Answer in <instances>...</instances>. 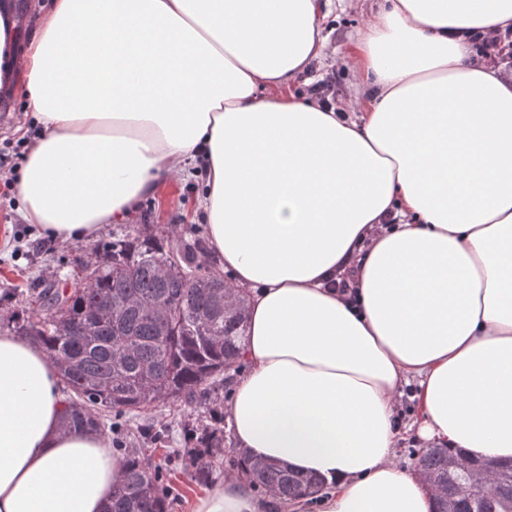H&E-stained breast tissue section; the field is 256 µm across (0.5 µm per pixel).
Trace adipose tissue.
<instances>
[{
	"label": "adipose tissue",
	"mask_w": 512,
	"mask_h": 512,
	"mask_svg": "<svg viewBox=\"0 0 512 512\" xmlns=\"http://www.w3.org/2000/svg\"><path fill=\"white\" fill-rule=\"evenodd\" d=\"M322 0H52L34 34L0 0V87L38 128L23 219L84 242L203 165L212 257L249 293L226 420L248 461L326 479L318 512H432L395 459L417 435L512 459V74L471 36L512 0H382L348 59L360 112L296 92ZM349 274L347 292L329 282ZM37 345L0 334V512H104L122 457L65 429ZM229 475L191 512H273Z\"/></svg>",
	"instance_id": "obj_1"
}]
</instances>
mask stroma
<instances>
[{"instance_id":"stroma-1","label":"stroma","mask_w":512,"mask_h":512,"mask_svg":"<svg viewBox=\"0 0 512 512\" xmlns=\"http://www.w3.org/2000/svg\"><path fill=\"white\" fill-rule=\"evenodd\" d=\"M375 10L376 0H334L322 23L327 43L325 54L311 67L313 73L334 81V105L350 117L358 110L359 86L347 52ZM205 181L206 174L200 168L186 179L164 181L120 226L129 229L136 224H149L154 230L169 234L174 241L184 238L189 227L205 229L200 209ZM120 226L105 225L99 233L100 239L111 238ZM91 248L88 242L76 246L44 236L36 225L24 221L14 193H0V323H7L24 310L25 303L18 291L29 287L31 282H73L78 273L73 265L75 255L90 258ZM153 416L169 425L170 438L163 449L146 451L144 458L158 465L164 463L166 456H173L172 470L165 483L170 492L169 509L189 512L192 500L203 494L208 485L191 481V468L186 464L192 453L187 432L203 420L204 414L195 406L177 402L156 408Z\"/></svg>"}]
</instances>
